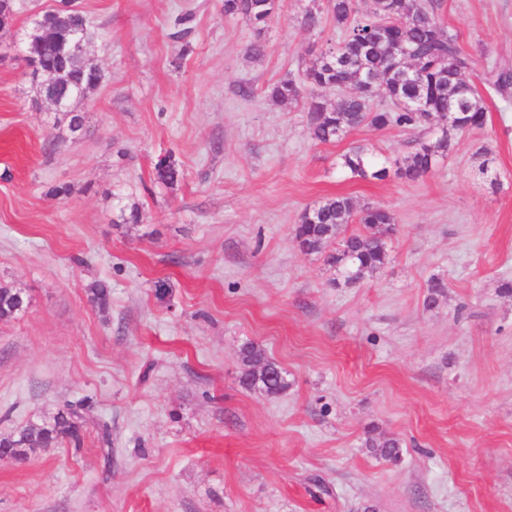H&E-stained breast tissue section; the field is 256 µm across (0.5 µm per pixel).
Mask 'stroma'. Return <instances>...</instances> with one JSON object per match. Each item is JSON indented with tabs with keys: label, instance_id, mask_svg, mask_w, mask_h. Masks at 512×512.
<instances>
[{
	"label": "stroma",
	"instance_id": "1",
	"mask_svg": "<svg viewBox=\"0 0 512 512\" xmlns=\"http://www.w3.org/2000/svg\"><path fill=\"white\" fill-rule=\"evenodd\" d=\"M73 2L102 73L82 132L37 102L20 51L0 57V283L29 299L0 321V438L72 407L82 442L0 462V512H512V90L491 86L512 72V0H444L486 122L414 181L337 161L403 160L416 131L319 143L300 103L267 97L288 79L309 96L342 38L328 16L304 26L311 0L260 32L224 0ZM167 154L173 187L154 180ZM335 195L396 219L385 266L351 284L325 261L337 242L295 238ZM248 341L285 393L241 385ZM371 426L399 460L366 448ZM338 164L362 179L383 180L388 176L387 167L379 166L369 148L362 145L350 147L340 156Z\"/></svg>",
	"mask_w": 512,
	"mask_h": 512
}]
</instances>
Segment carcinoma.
Masks as SVG:
<instances>
[{"instance_id":"1","label":"carcinoma","mask_w":512,"mask_h":512,"mask_svg":"<svg viewBox=\"0 0 512 512\" xmlns=\"http://www.w3.org/2000/svg\"><path fill=\"white\" fill-rule=\"evenodd\" d=\"M442 6V0H325L324 6L307 11L308 26H318L325 12L344 31L343 39L332 47L335 54L322 52L306 71L307 82L318 90H347L331 106L316 94L305 100L312 139L331 142L365 124L378 129H414L425 123L416 108L396 104L386 109L372 108L370 99L381 89L393 102L422 99L427 111L433 114L445 111L451 96L459 106L456 124L434 138L418 142L396 171L398 177L414 180L448 156L457 145L456 135L485 124V108L468 79L474 69L473 57L459 46L457 32L440 21ZM278 10L279 0H224V15L241 16L257 27L271 21ZM23 51L25 59L36 63L39 83L65 81L68 94L62 115L71 133L80 132L84 118L78 103L96 80L86 60L78 55L62 60L55 46L35 32L25 40ZM399 51L409 57L418 73L412 85L401 83L399 72L393 70V60ZM267 96L282 103L298 99L300 90L293 81L284 80L272 85ZM338 164L362 179L383 180L388 176V169L379 165L369 148L362 145L350 147ZM154 170L157 181L164 185L172 187L180 179L177 163L170 155L159 158ZM355 223L359 229L345 237L342 247L328 256V262L341 272L345 282L353 283L386 263V240L395 226L388 209L361 205L348 196L336 195L304 212L296 228V239L302 251L319 252L344 231L345 225ZM444 292L443 282L432 279L424 306L434 307ZM27 306L28 298L22 291L0 285V321L16 318ZM239 359L240 383L244 387L270 396L288 389L283 369L258 345L244 344ZM74 416L73 411L59 412L51 424L31 425L15 436L1 439L0 456L21 461L28 451L48 448L65 439L80 447L81 432ZM365 446L383 459L400 458L401 444L396 438L378 441L369 435Z\"/></svg>"}]
</instances>
